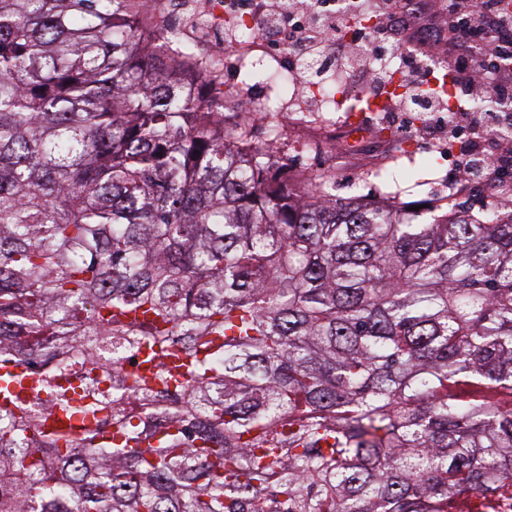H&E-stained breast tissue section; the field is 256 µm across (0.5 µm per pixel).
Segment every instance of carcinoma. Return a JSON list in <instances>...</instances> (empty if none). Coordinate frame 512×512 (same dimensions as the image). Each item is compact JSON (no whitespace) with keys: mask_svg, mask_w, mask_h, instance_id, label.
Segmentation results:
<instances>
[{"mask_svg":"<svg viewBox=\"0 0 512 512\" xmlns=\"http://www.w3.org/2000/svg\"><path fill=\"white\" fill-rule=\"evenodd\" d=\"M146 4L0 0V512H487L512 211L289 186Z\"/></svg>","mask_w":512,"mask_h":512,"instance_id":"obj_1","label":"carcinoma"}]
</instances>
